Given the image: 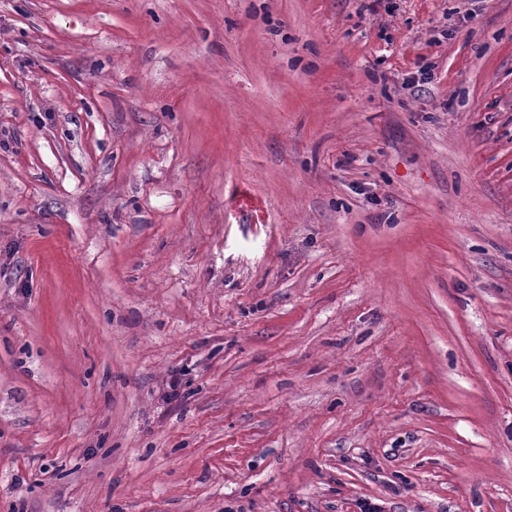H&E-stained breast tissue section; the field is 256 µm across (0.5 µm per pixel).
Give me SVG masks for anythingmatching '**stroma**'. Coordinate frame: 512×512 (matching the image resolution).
<instances>
[{
	"mask_svg": "<svg viewBox=\"0 0 512 512\" xmlns=\"http://www.w3.org/2000/svg\"><path fill=\"white\" fill-rule=\"evenodd\" d=\"M366 503L512 512V0H0V512Z\"/></svg>",
	"mask_w": 512,
	"mask_h": 512,
	"instance_id": "35a3bbf8",
	"label": "stroma"
}]
</instances>
